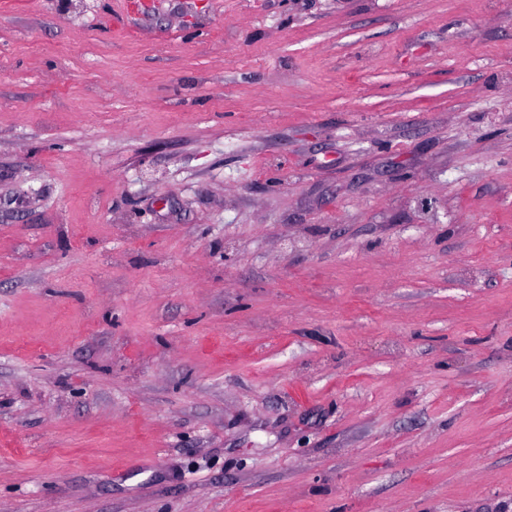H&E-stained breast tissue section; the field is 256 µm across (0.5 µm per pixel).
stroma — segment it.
I'll return each instance as SVG.
<instances>
[{"mask_svg": "<svg viewBox=\"0 0 512 512\" xmlns=\"http://www.w3.org/2000/svg\"><path fill=\"white\" fill-rule=\"evenodd\" d=\"M0 512H512V0H0Z\"/></svg>", "mask_w": 512, "mask_h": 512, "instance_id": "35a3bbf8", "label": "stroma"}]
</instances>
